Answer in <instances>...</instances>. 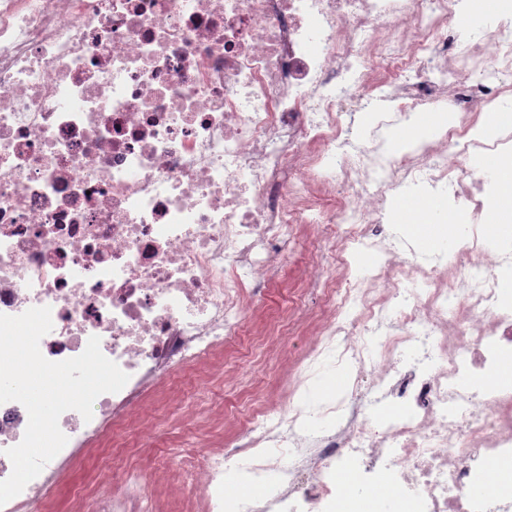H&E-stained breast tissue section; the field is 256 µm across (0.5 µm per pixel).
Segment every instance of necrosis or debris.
<instances>
[{"instance_id": "obj_1", "label": "necrosis or debris", "mask_w": 512, "mask_h": 512, "mask_svg": "<svg viewBox=\"0 0 512 512\" xmlns=\"http://www.w3.org/2000/svg\"><path fill=\"white\" fill-rule=\"evenodd\" d=\"M474 0H0V314L51 309L53 362L91 336L129 376L91 419L64 412L65 447L0 512H55V485L96 453L120 482L74 491L69 512H158L114 456L195 435L177 479L195 512H512V233L478 236L486 177L465 156L512 150L480 115L512 100V0L480 30ZM452 125L388 157L424 110ZM427 180L463 224L450 258L408 263L385 222ZM330 228L278 336L313 337L278 406L248 405L224 447L217 409L144 412L159 386L221 376L224 349L265 307L285 241ZM375 265L335 278L349 256ZM356 365L351 400L298 402L320 361ZM403 407L374 422L371 408ZM25 407L0 404V480ZM245 470L255 497L226 488ZM485 481L482 500L469 494ZM395 503L374 498L377 485Z\"/></svg>"}]
</instances>
